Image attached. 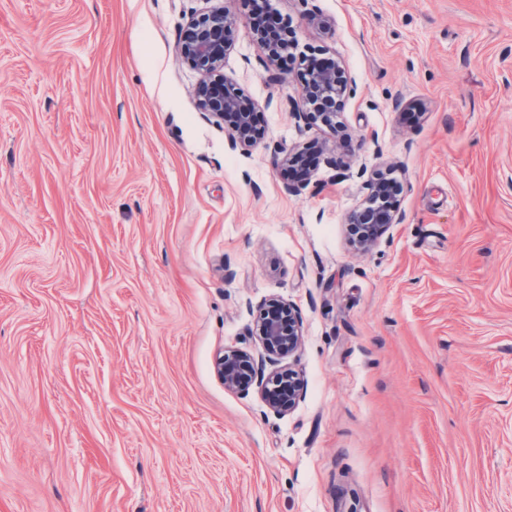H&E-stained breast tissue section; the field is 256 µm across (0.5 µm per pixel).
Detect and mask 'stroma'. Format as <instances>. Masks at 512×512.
Instances as JSON below:
<instances>
[{"label":"stroma","instance_id":"obj_1","mask_svg":"<svg viewBox=\"0 0 512 512\" xmlns=\"http://www.w3.org/2000/svg\"><path fill=\"white\" fill-rule=\"evenodd\" d=\"M254 2L0 0V512H512V0H267L344 66L334 129ZM219 7L248 151L179 51ZM376 172L405 219L360 252ZM272 298L284 415L215 372ZM272 19L262 9H258L253 17V33L255 40L268 61H274L277 58L276 35L269 23Z\"/></svg>","mask_w":512,"mask_h":512}]
</instances>
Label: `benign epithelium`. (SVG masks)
<instances>
[{
	"instance_id": "7a95c632",
	"label": "benign epithelium",
	"mask_w": 512,
	"mask_h": 512,
	"mask_svg": "<svg viewBox=\"0 0 512 512\" xmlns=\"http://www.w3.org/2000/svg\"><path fill=\"white\" fill-rule=\"evenodd\" d=\"M270 16L259 9L253 17L255 40L265 58H277L276 35L269 23ZM236 19L221 9L192 19L180 45L181 54L199 72L208 75L217 71L224 63V54L231 45ZM348 89V80L341 68L327 71L320 65L309 70L301 84L299 102L308 106L315 99L340 105ZM198 107L208 117L227 124L231 145L248 150L255 145L252 130V112L243 110L237 92L221 81L203 83L197 91ZM365 202L353 211L349 225H358L360 235L350 240L358 251L375 247L384 233L393 224L404 221V214L395 201L385 199L382 181L369 182ZM251 335L255 337L259 353L228 348L219 356L217 372L229 390H247L256 386L262 399L275 413H286L294 408L301 390L297 375L284 369L264 375L262 364H277L292 356L302 343L300 320L285 301L272 300L262 309Z\"/></svg>"
}]
</instances>
